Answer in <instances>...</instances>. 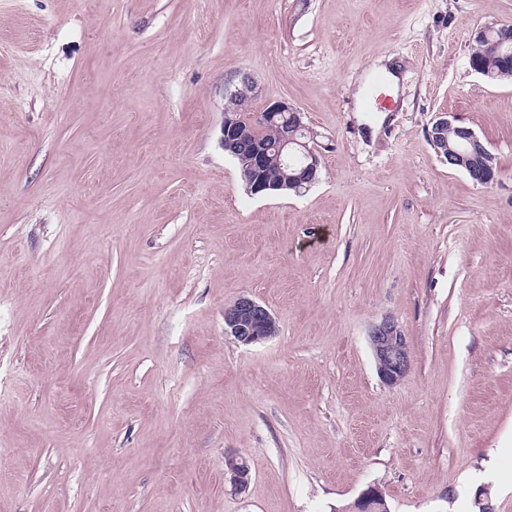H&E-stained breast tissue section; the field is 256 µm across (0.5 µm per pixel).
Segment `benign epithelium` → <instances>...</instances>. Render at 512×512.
<instances>
[{
  "instance_id": "benign-epithelium-1",
  "label": "benign epithelium",
  "mask_w": 512,
  "mask_h": 512,
  "mask_svg": "<svg viewBox=\"0 0 512 512\" xmlns=\"http://www.w3.org/2000/svg\"><path fill=\"white\" fill-rule=\"evenodd\" d=\"M475 41L481 49L497 60V69L470 62V68L488 78L512 77V26L490 23L480 28ZM255 86L250 75L241 76L239 86L230 96L239 101L237 111H249V94ZM273 125L278 129L277 140L270 144L255 135V128ZM456 135L455 145L448 146V131ZM431 142L437 154L448 160V165L465 169L477 184L492 182L495 175L487 163L490 151L469 127L456 125L443 114L433 123ZM312 132L304 123L303 113L286 101H275L247 122L224 116L220 143L224 150L233 151L244 146L243 154L249 158L251 178L246 185L252 196H270L274 191L293 185L296 193L309 189L319 179L320 157L316 147L310 145ZM278 157L288 163L292 156L300 162L289 168L286 177L274 179L269 175L268 159ZM278 327L270 310L256 299L242 295L224 307V335L242 344L260 343L276 336ZM369 341L377 370L382 381L390 386L400 383L410 370V355L404 330L391 316L374 323L369 330ZM250 468L246 460L238 459L237 467L230 470V482L236 491L246 488ZM362 512H382L386 508L384 493L377 487L364 489L357 498Z\"/></svg>"
}]
</instances>
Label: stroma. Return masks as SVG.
Returning a JSON list of instances; mask_svg holds the SVG:
<instances>
[{"label": "stroma", "instance_id": "stroma-1", "mask_svg": "<svg viewBox=\"0 0 512 512\" xmlns=\"http://www.w3.org/2000/svg\"><path fill=\"white\" fill-rule=\"evenodd\" d=\"M512 0H0V512H512V79L469 66ZM393 57L385 123L355 114ZM321 146L250 196L241 74ZM497 159L437 156L441 114ZM265 305L243 345L224 307ZM394 317L411 371L377 374ZM247 459L232 492L227 455ZM278 327L270 310L242 295L224 307V334L242 344L260 343L276 336ZM368 336L380 378L387 385H397L411 365L404 330L393 317L385 316L371 326ZM356 501L362 512H383L382 510L386 508L384 493L374 486L364 489Z\"/></svg>", "mask_w": 512, "mask_h": 512}]
</instances>
